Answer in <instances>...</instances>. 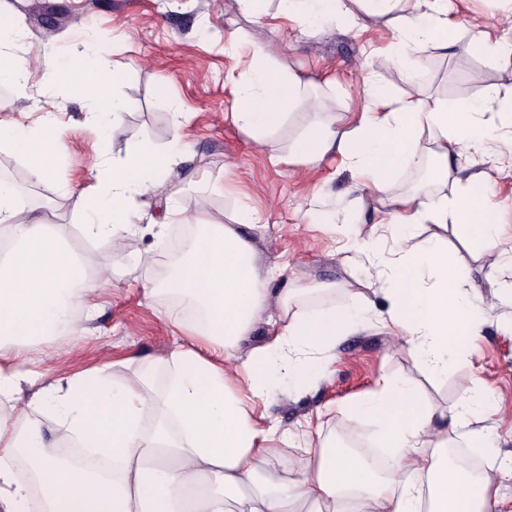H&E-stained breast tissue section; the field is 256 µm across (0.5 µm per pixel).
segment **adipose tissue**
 <instances>
[{"mask_svg":"<svg viewBox=\"0 0 512 512\" xmlns=\"http://www.w3.org/2000/svg\"><path fill=\"white\" fill-rule=\"evenodd\" d=\"M280 2L283 15L312 25L327 11L337 21L352 22L359 7L382 19L401 0ZM430 40L445 46L459 40L447 0H412L395 48L406 79L416 71L410 50ZM122 75L120 63L88 49L47 70L45 81L75 87L91 106L86 122L101 126L110 109L120 106L106 90ZM301 87L298 76L277 75L265 55L255 53L236 84V124L255 141L273 145L285 108ZM490 140L512 151V97L495 89L453 108L439 99L412 107L395 105L388 86L375 82L356 126L329 115L309 127L295 140L294 154L314 164L337 150L382 204L369 240L351 241L348 260L366 265L368 283L384 294L385 307L367 298L353 308L331 306L308 315L295 305L311 288L292 284L278 292V333L242 351V342L267 317L269 290L251 237L261 218L244 206L235 223L203 221V234L191 240L160 292L182 304L180 320L209 354L189 348L173 355L166 363L168 391L153 390L149 368L113 383L96 370L49 383L26 400L23 387L34 379L25 354L16 353L14 366H0V409H10L0 412V512H497L492 466L499 450L491 431L468 429L471 419L494 414L497 402L489 390L471 393L442 413L408 381L381 377L350 406L355 419L374 426L378 447L388 452L381 471L341 444L308 440L293 446L288 433L254 416L273 372L282 371L294 391L311 389L329 373L341 337L367 326L406 337L417 362L433 375L447 373L463 340L480 338L479 289L456 287L447 248L436 241L419 246L413 238L418 225L453 223L482 248L496 246L501 234L489 179L450 174L459 148L479 155ZM425 141L442 163L436 177L451 179V189L440 195L399 193L395 172L419 161ZM3 142L24 153L32 182L51 178L59 147L52 116H44L33 134L0 124ZM186 153L176 133L166 149L139 146L113 160L98 184L69 192L74 211L89 218L87 235L100 243L123 236L135 263L152 265L132 201L147 191L164 194L166 221L158 234L184 223L181 204L166 187L176 158ZM0 229L9 243L0 253V337L75 331L74 311L96 310V284L88 283L87 269L95 268L96 283L110 282L112 271L96 267L94 257L74 258L2 178ZM30 408L52 415L53 435L26 418ZM452 432L464 433L487 468L449 462ZM73 443L111 461V471L68 462L63 450ZM297 451L304 459L299 478H282L281 468ZM19 458L27 461L33 481L19 478Z\"/></svg>","mask_w":512,"mask_h":512,"instance_id":"1","label":"adipose tissue"}]
</instances>
